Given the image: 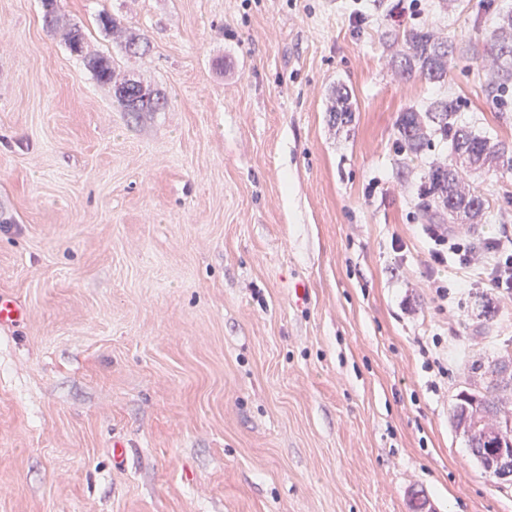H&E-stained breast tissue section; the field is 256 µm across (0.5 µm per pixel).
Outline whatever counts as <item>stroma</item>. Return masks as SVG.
Listing matches in <instances>:
<instances>
[{"label":"stroma","mask_w":512,"mask_h":512,"mask_svg":"<svg viewBox=\"0 0 512 512\" xmlns=\"http://www.w3.org/2000/svg\"><path fill=\"white\" fill-rule=\"evenodd\" d=\"M478 3L58 0L50 29L0 0V292L27 308L0 328V512H512L452 412L512 358V298L453 263L427 287L395 130L448 97L512 145ZM75 24L168 107L113 105ZM400 24L453 44L445 83L396 75ZM469 180L488 208L454 235L512 239V170ZM333 96V101L328 109L333 122L340 125L351 123L353 111L348 92L344 87H337Z\"/></svg>","instance_id":"1"}]
</instances>
